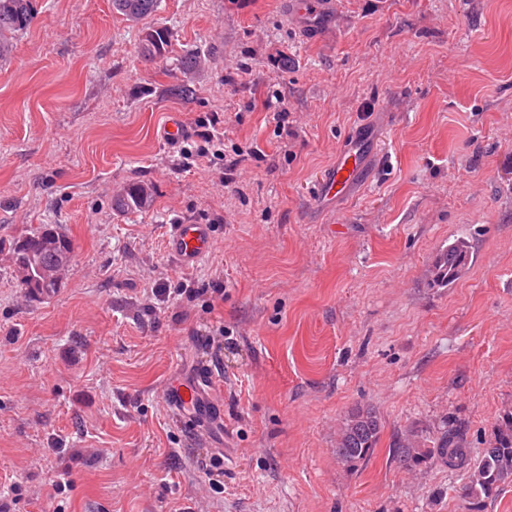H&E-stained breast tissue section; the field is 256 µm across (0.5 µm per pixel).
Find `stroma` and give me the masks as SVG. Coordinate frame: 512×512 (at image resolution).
Masks as SVG:
<instances>
[{
  "label": "stroma",
  "mask_w": 512,
  "mask_h": 512,
  "mask_svg": "<svg viewBox=\"0 0 512 512\" xmlns=\"http://www.w3.org/2000/svg\"><path fill=\"white\" fill-rule=\"evenodd\" d=\"M338 4L335 28L311 33L286 0H161L137 23L111 0H33L0 62L13 512H467L462 480L400 467L391 442L453 419L478 450L512 411V0ZM157 25L172 45L148 62L139 40ZM179 84L193 96L170 95ZM175 113L188 135L171 146L159 131ZM212 126L223 156L187 165ZM359 126L375 135L359 194L316 208L314 181ZM135 182L149 208L113 210ZM182 221L211 230L193 267L166 247ZM44 224L74 257L32 302L7 245ZM459 240L467 268L433 286ZM197 368L223 439L166 405ZM359 405L383 428L350 468L336 433ZM64 467L69 488L48 497Z\"/></svg>",
  "instance_id": "stroma-1"
}]
</instances>
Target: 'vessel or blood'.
Wrapping results in <instances>:
<instances>
[{"label": "vessel or blood", "mask_w": 512, "mask_h": 512, "mask_svg": "<svg viewBox=\"0 0 512 512\" xmlns=\"http://www.w3.org/2000/svg\"><path fill=\"white\" fill-rule=\"evenodd\" d=\"M288 15L302 28H325L336 17L334 0H290ZM363 130L353 131L336 163L324 171L313 188V195L321 202L350 196L360 184V176L373 160L365 146ZM167 250L182 266L188 267L212 251L208 225L183 222L172 225L167 237ZM210 381L205 374H197L191 381L172 386L166 401L176 419H190L200 429H210L219 413L218 403L209 391Z\"/></svg>", "instance_id": "1"}]
</instances>
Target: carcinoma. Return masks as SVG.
Segmentation results:
<instances>
[{"label":"carcinoma","instance_id":"obj_1","mask_svg":"<svg viewBox=\"0 0 512 512\" xmlns=\"http://www.w3.org/2000/svg\"><path fill=\"white\" fill-rule=\"evenodd\" d=\"M159 0H112V10L138 22L157 12ZM32 0H0V60L7 58L17 34L30 24L33 18ZM171 42L170 32L163 27L148 29L141 40L140 54L147 61L165 56ZM151 204L147 186L131 184L119 197L113 199L112 208L121 213L140 211ZM74 244L68 237L46 226L19 237L13 242L11 254L14 265L40 264L44 267L68 265L72 261ZM469 258L468 245L458 241L443 252L434 264L433 281L450 285L466 267ZM60 284L42 277H32L23 290L32 302L57 292ZM382 421L371 407L354 408L345 419L336 438V458L353 467L366 460L377 446ZM423 434L411 431L396 438L392 444L394 456L403 467L420 461L433 460L448 469V473L465 480L463 498L471 505H480L493 498L502 484L512 482V415L497 422L488 441V447L479 451L473 459L466 447L462 427L453 420L443 423L434 439L433 446H420Z\"/></svg>","mask_w":512,"mask_h":512}]
</instances>
